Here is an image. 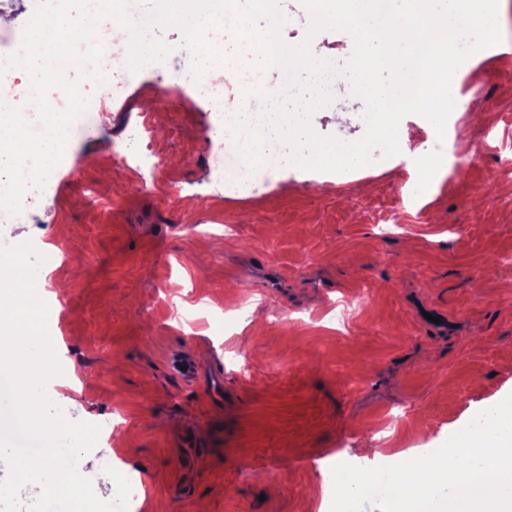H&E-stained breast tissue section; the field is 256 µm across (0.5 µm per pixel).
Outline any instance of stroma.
<instances>
[{
    "mask_svg": "<svg viewBox=\"0 0 512 512\" xmlns=\"http://www.w3.org/2000/svg\"><path fill=\"white\" fill-rule=\"evenodd\" d=\"M160 35L167 62L114 76L53 191L26 223L0 224V239L61 256L42 293L68 297L48 319L63 373L47 394L69 419L114 424L78 464L103 500L116 486L102 448L142 483L140 512H330L322 462L430 453L512 394V53L461 66L445 138L409 115L410 155L344 173L280 165L236 194L210 178V115L237 112L261 67L226 33L212 93L189 100L169 82L192 72L184 36ZM347 87L338 76L312 114L318 134L363 135ZM460 141L459 174L415 170ZM411 180L430 188L403 195ZM204 304L184 335L178 315ZM184 358L195 380L175 371Z\"/></svg>",
    "mask_w": 512,
    "mask_h": 512,
    "instance_id": "1",
    "label": "stroma"
}]
</instances>
